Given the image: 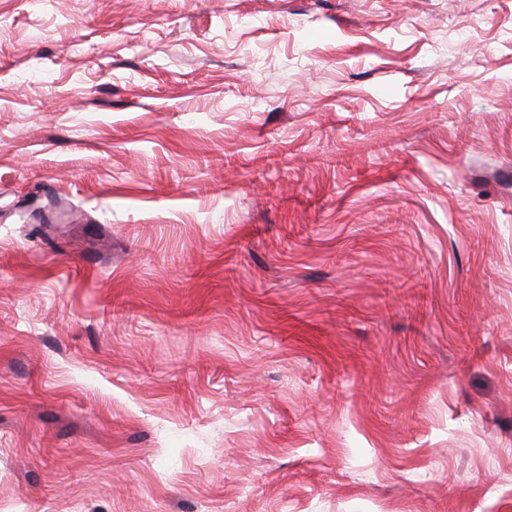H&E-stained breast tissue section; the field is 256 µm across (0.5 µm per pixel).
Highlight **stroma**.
Here are the masks:
<instances>
[{
    "label": "stroma",
    "mask_w": 512,
    "mask_h": 512,
    "mask_svg": "<svg viewBox=\"0 0 512 512\" xmlns=\"http://www.w3.org/2000/svg\"><path fill=\"white\" fill-rule=\"evenodd\" d=\"M0 512H512V0H0Z\"/></svg>",
    "instance_id": "1"
}]
</instances>
